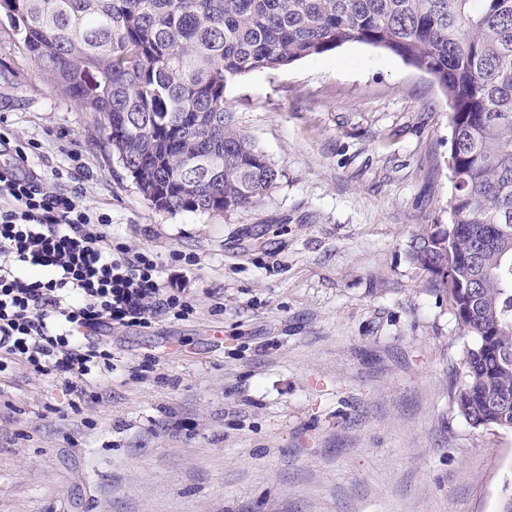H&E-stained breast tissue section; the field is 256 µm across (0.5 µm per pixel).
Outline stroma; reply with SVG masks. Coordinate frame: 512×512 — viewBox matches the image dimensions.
<instances>
[{
    "label": "stroma",
    "instance_id": "1",
    "mask_svg": "<svg viewBox=\"0 0 512 512\" xmlns=\"http://www.w3.org/2000/svg\"><path fill=\"white\" fill-rule=\"evenodd\" d=\"M225 98L277 186L228 213L155 208L0 13V132L45 181L83 171L115 241L198 259L165 269L192 317L104 337L98 403L75 414L51 379L0 378V512H499L512 430L458 413L468 339L409 259L449 221L445 95L350 43Z\"/></svg>",
    "mask_w": 512,
    "mask_h": 512
}]
</instances>
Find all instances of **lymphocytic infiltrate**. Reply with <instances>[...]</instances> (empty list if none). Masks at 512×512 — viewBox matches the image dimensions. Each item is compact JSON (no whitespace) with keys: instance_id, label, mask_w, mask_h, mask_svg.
Here are the masks:
<instances>
[{"instance_id":"lymphocytic-infiltrate-1","label":"lymphocytic infiltrate","mask_w":512,"mask_h":512,"mask_svg":"<svg viewBox=\"0 0 512 512\" xmlns=\"http://www.w3.org/2000/svg\"><path fill=\"white\" fill-rule=\"evenodd\" d=\"M26 160L0 166V376L52 377L75 411L112 376L102 331L183 320L195 306L163 280L157 252L113 242L110 214L44 183Z\"/></svg>"}]
</instances>
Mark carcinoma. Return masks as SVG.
<instances>
[{
  "instance_id": "obj_1",
  "label": "carcinoma",
  "mask_w": 512,
  "mask_h": 512,
  "mask_svg": "<svg viewBox=\"0 0 512 512\" xmlns=\"http://www.w3.org/2000/svg\"><path fill=\"white\" fill-rule=\"evenodd\" d=\"M40 73L100 116L144 198L220 214L261 202L279 170L237 129L227 87L347 43L429 74L452 114L450 223L409 257L472 337L454 391L473 427L512 429V0H0ZM475 296L476 307H468Z\"/></svg>"
}]
</instances>
